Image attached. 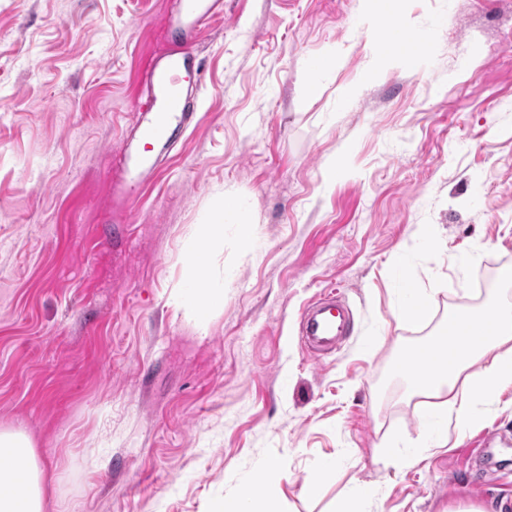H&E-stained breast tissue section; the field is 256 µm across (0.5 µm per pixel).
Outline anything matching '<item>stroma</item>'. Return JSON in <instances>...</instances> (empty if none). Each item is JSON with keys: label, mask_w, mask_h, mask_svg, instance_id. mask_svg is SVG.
Listing matches in <instances>:
<instances>
[{"label": "stroma", "mask_w": 512, "mask_h": 512, "mask_svg": "<svg viewBox=\"0 0 512 512\" xmlns=\"http://www.w3.org/2000/svg\"><path fill=\"white\" fill-rule=\"evenodd\" d=\"M179 2L0 0V430L46 512H213L266 462L280 512L364 483L368 512H512V387L438 448L398 370L447 311L512 305V0H224L196 121L118 213ZM386 15L430 54L379 52ZM330 287L354 330L316 363L297 320Z\"/></svg>", "instance_id": "35a3bbf8"}]
</instances>
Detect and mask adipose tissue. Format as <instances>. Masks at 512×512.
Segmentation results:
<instances>
[{"instance_id": "obj_1", "label": "adipose tissue", "mask_w": 512, "mask_h": 512, "mask_svg": "<svg viewBox=\"0 0 512 512\" xmlns=\"http://www.w3.org/2000/svg\"><path fill=\"white\" fill-rule=\"evenodd\" d=\"M494 311L490 327L483 315L448 312L447 330L417 348L435 363L412 376L414 389L443 398L442 419L460 432L475 421L479 401L512 386V308L498 305ZM0 456L12 461L0 468V512H45L44 476L31 438L0 430Z\"/></svg>"}]
</instances>
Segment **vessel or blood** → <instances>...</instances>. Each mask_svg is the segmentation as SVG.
Returning <instances> with one entry per match:
<instances>
[{
  "label": "vessel or blood",
  "mask_w": 512,
  "mask_h": 512,
  "mask_svg": "<svg viewBox=\"0 0 512 512\" xmlns=\"http://www.w3.org/2000/svg\"><path fill=\"white\" fill-rule=\"evenodd\" d=\"M223 16L224 0H181L180 12L166 18V27L179 44L156 55L147 69L148 95L136 105L134 121L122 142L127 178L112 186L113 198L123 204H132L136 189L152 181L160 156L175 143V132L193 124L204 71L190 48L207 26ZM352 327L344 297L329 288L305 307L299 334L309 351L319 353L345 340Z\"/></svg>",
  "instance_id": "1"
}]
</instances>
